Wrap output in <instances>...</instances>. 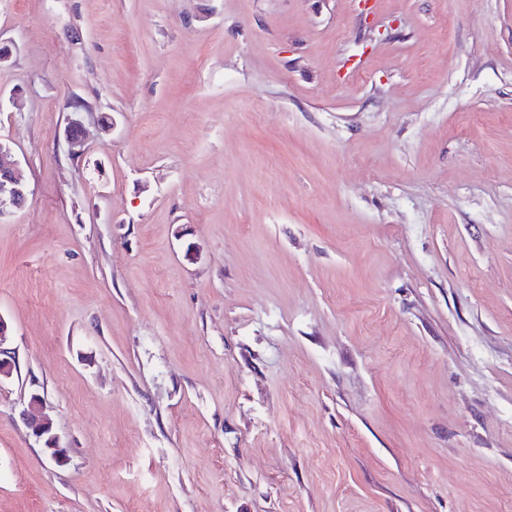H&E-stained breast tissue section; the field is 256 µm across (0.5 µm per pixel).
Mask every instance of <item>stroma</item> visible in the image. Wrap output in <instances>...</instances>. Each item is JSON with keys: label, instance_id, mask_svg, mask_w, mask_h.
<instances>
[{"label": "stroma", "instance_id": "35a3bbf8", "mask_svg": "<svg viewBox=\"0 0 512 512\" xmlns=\"http://www.w3.org/2000/svg\"><path fill=\"white\" fill-rule=\"evenodd\" d=\"M0 42V512H512V0H0ZM81 110H73L64 128L63 139L72 156H80L85 151V124ZM0 218L29 201L30 189L23 179L18 162L12 159L10 148L0 142ZM25 416L34 436L45 441V447L51 460L57 464L65 463L67 460L66 450L59 446L57 436L52 432V422L43 412L42 400L39 395L31 396Z\"/></svg>", "mask_w": 512, "mask_h": 512}]
</instances>
